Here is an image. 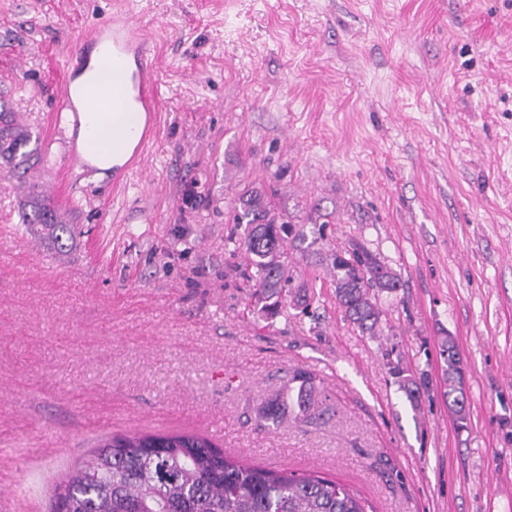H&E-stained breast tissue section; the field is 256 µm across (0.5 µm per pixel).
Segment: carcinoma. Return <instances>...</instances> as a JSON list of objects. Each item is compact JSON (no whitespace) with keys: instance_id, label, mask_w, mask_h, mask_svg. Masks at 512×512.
I'll return each mask as SVG.
<instances>
[{"instance_id":"cac0c4a2","label":"carcinoma","mask_w":512,"mask_h":512,"mask_svg":"<svg viewBox=\"0 0 512 512\" xmlns=\"http://www.w3.org/2000/svg\"><path fill=\"white\" fill-rule=\"evenodd\" d=\"M30 135L6 104H0V157L13 170L28 166L25 151ZM24 224H41L62 249L69 225L41 200L22 215ZM234 223L245 225L239 246L246 254L243 277L262 302L261 310L274 315L283 287L291 283L288 236L293 233L267 206L264 196L252 192L239 198ZM336 300L345 316L361 332L374 336L382 311L377 296L403 287L399 275L373 253L361 249L345 257L331 256ZM444 360L443 398L458 427L468 421L464 372L453 336L440 338ZM411 407L419 404L425 378L396 362L390 367ZM315 377L304 368L292 371L288 390L266 402L259 418L274 426L290 414L309 419L317 411L313 399ZM360 495L316 471L296 473L253 464L221 454L206 437L195 433L116 434L74 468L56 494L54 512H367Z\"/></svg>"}]
</instances>
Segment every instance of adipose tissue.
<instances>
[{"label": "adipose tissue", "mask_w": 512, "mask_h": 512, "mask_svg": "<svg viewBox=\"0 0 512 512\" xmlns=\"http://www.w3.org/2000/svg\"><path fill=\"white\" fill-rule=\"evenodd\" d=\"M133 112H105L101 114L82 111L76 132V145L88 163L97 169L108 170L128 155L133 145L119 138L114 130L136 120Z\"/></svg>", "instance_id": "1"}]
</instances>
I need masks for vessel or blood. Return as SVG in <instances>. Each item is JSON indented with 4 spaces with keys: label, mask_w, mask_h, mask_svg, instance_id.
I'll return each mask as SVG.
<instances>
[{
    "label": "vessel or blood",
    "mask_w": 512,
    "mask_h": 512,
    "mask_svg": "<svg viewBox=\"0 0 512 512\" xmlns=\"http://www.w3.org/2000/svg\"><path fill=\"white\" fill-rule=\"evenodd\" d=\"M148 32L147 22L112 18L95 24L85 39L89 45L109 44L113 63H120L130 57L136 60L134 69L123 83L110 88L94 89L85 98L86 109L90 112L123 111L133 104L144 113L145 124L132 153L136 159L141 157L147 145L157 116V84L154 70L145 55Z\"/></svg>",
    "instance_id": "b4317fda"
}]
</instances>
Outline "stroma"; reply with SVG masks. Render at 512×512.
Returning a JSON list of instances; mask_svg holds the SVG:
<instances>
[{"label":"stroma","instance_id":"35a3bbf8","mask_svg":"<svg viewBox=\"0 0 512 512\" xmlns=\"http://www.w3.org/2000/svg\"><path fill=\"white\" fill-rule=\"evenodd\" d=\"M116 13L149 20L160 97L117 182L72 167L56 112L67 54ZM0 98L35 155L0 160V512H51L112 435L180 431L373 512H512V0H0ZM251 190L305 235L309 309L264 315L242 283ZM35 195L65 250L21 223ZM355 246L404 282L374 336L334 295L328 257ZM397 360L428 376L418 407ZM296 368L326 415L264 426ZM440 355L444 360L443 398L455 416L459 428H465L468 421L467 398L464 390V372L460 354L453 336L440 338Z\"/></svg>","mask_w":512,"mask_h":512}]
</instances>
